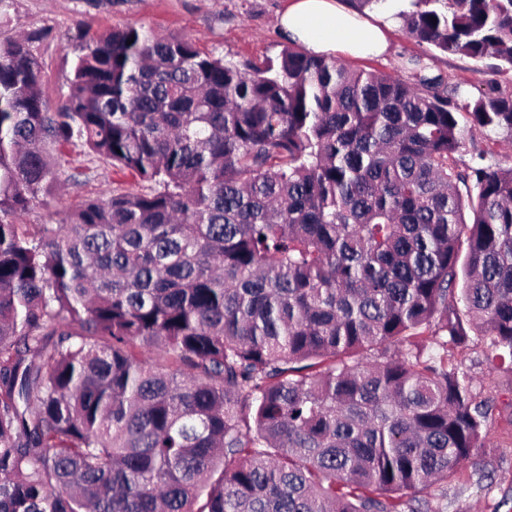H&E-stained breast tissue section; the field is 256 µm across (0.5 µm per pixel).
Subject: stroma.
<instances>
[{
    "mask_svg": "<svg viewBox=\"0 0 512 512\" xmlns=\"http://www.w3.org/2000/svg\"><path fill=\"white\" fill-rule=\"evenodd\" d=\"M283 0H7L0 8V42L36 33L32 49L42 71L41 93L49 105H58L69 92L73 67L82 45L126 26H142L160 36L191 40L204 54L237 63L264 65L276 58L289 41L276 26ZM407 0H384L374 16L392 22L390 49L385 57L358 60L343 57L347 67L393 77H407L408 59L425 53V45L407 35L398 19ZM434 65L469 93L495 79L512 86V71L476 72L473 60L435 53ZM58 182L51 194L40 196L22 216L25 224H65L71 212L108 192L148 190V183L113 168L82 146L67 147L55 155ZM488 348L472 340L454 350L475 378L479 398L497 407L512 402V370L496 368L486 359ZM492 446L484 456V473L464 467L448 484L447 512H511L502 504L512 498V418L498 416L492 425Z\"/></svg>",
    "mask_w": 512,
    "mask_h": 512,
    "instance_id": "1",
    "label": "stroma"
}]
</instances>
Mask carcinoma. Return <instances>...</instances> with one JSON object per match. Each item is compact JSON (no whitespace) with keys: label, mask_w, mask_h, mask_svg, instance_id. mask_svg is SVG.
Returning <instances> with one entry per match:
<instances>
[{"label":"carcinoma","mask_w":512,"mask_h":512,"mask_svg":"<svg viewBox=\"0 0 512 512\" xmlns=\"http://www.w3.org/2000/svg\"><path fill=\"white\" fill-rule=\"evenodd\" d=\"M398 17L512 69V0ZM32 42L0 43V512H444L495 415L448 350L512 367V167L463 153L512 142V90L127 27L51 112ZM77 142L154 188L17 223Z\"/></svg>","instance_id":"cac0c4a2"}]
</instances>
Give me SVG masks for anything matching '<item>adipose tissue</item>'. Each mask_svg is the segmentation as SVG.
Returning a JSON list of instances; mask_svg holds the SVG:
<instances>
[{"label":"adipose tissue","mask_w":512,"mask_h":512,"mask_svg":"<svg viewBox=\"0 0 512 512\" xmlns=\"http://www.w3.org/2000/svg\"><path fill=\"white\" fill-rule=\"evenodd\" d=\"M278 24L312 55L341 52L355 58L378 57L389 46L386 28L345 10L339 0H286Z\"/></svg>","instance_id":"1"}]
</instances>
